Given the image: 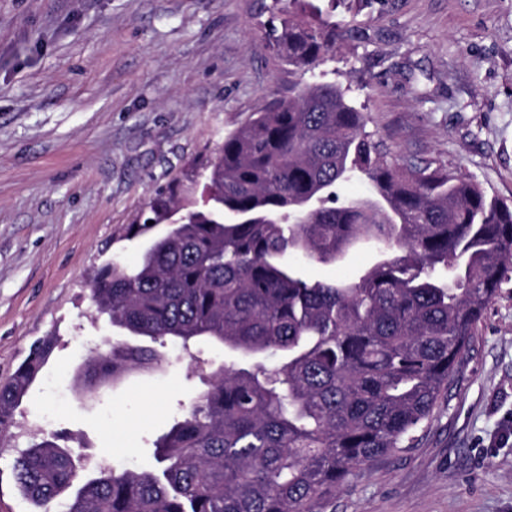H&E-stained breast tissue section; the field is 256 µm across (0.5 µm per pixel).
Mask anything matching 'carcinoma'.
Wrapping results in <instances>:
<instances>
[{
    "instance_id": "obj_1",
    "label": "carcinoma",
    "mask_w": 512,
    "mask_h": 512,
    "mask_svg": "<svg viewBox=\"0 0 512 512\" xmlns=\"http://www.w3.org/2000/svg\"><path fill=\"white\" fill-rule=\"evenodd\" d=\"M281 2L268 46L314 81L224 138L202 206L191 185L156 194L130 236L151 221L165 233L89 285L132 335L213 342L251 365H224L157 438L160 477L104 467L81 481L69 449L33 443L15 479L34 512H325L349 477L412 447L512 273V201L444 165L388 159L346 92L318 79L348 29L317 0ZM356 178L371 195L340 196ZM359 249L376 260L345 282L296 269ZM54 346L40 341L0 387V436ZM158 360L114 346L82 382Z\"/></svg>"
}]
</instances>
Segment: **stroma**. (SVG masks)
<instances>
[{
    "label": "stroma",
    "mask_w": 512,
    "mask_h": 512,
    "mask_svg": "<svg viewBox=\"0 0 512 512\" xmlns=\"http://www.w3.org/2000/svg\"><path fill=\"white\" fill-rule=\"evenodd\" d=\"M274 0H0V385L33 345L55 348L0 441V512H31L14 464L56 434L100 463L155 472L154 441L223 347L165 344L164 360L93 391L76 385L111 327L88 282L136 264L150 199L210 161L225 136L300 75L267 46ZM324 67L398 163L437 162L512 200V0H365ZM374 260L305 263L340 282ZM402 449L349 477L326 512H512V279L477 326L448 400Z\"/></svg>",
    "instance_id": "35a3bbf8"
}]
</instances>
